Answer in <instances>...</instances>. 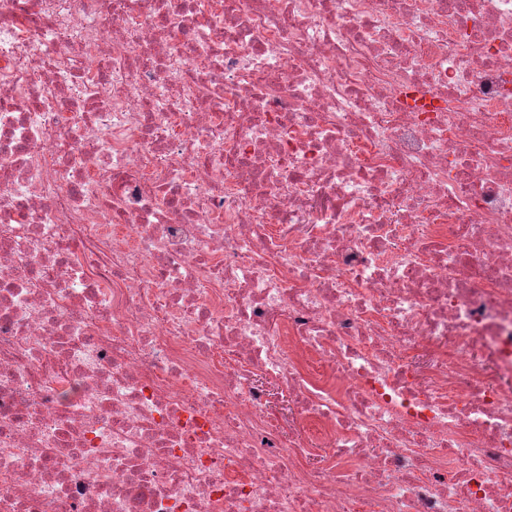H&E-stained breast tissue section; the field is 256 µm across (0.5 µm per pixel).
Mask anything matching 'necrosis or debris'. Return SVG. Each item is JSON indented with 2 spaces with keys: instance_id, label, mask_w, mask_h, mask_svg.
Returning <instances> with one entry per match:
<instances>
[{
  "instance_id": "4bbe7bcc",
  "label": "necrosis or debris",
  "mask_w": 512,
  "mask_h": 512,
  "mask_svg": "<svg viewBox=\"0 0 512 512\" xmlns=\"http://www.w3.org/2000/svg\"><path fill=\"white\" fill-rule=\"evenodd\" d=\"M0 512H512V0H0Z\"/></svg>"
}]
</instances>
